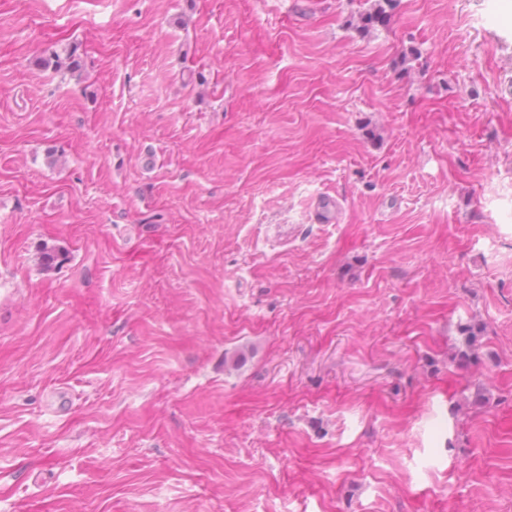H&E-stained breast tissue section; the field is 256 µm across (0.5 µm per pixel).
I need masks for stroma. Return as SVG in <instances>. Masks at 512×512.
<instances>
[{"instance_id": "stroma-1", "label": "stroma", "mask_w": 512, "mask_h": 512, "mask_svg": "<svg viewBox=\"0 0 512 512\" xmlns=\"http://www.w3.org/2000/svg\"><path fill=\"white\" fill-rule=\"evenodd\" d=\"M371 5L0 0V512H512V0ZM395 0H374L371 8L360 16V27L369 29L380 25L386 26L390 19V10L393 9Z\"/></svg>"}]
</instances>
